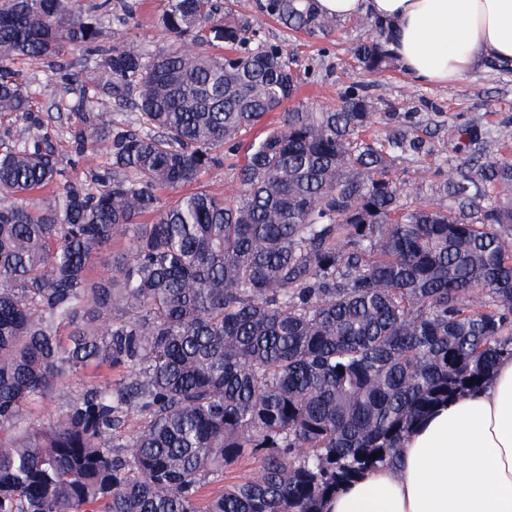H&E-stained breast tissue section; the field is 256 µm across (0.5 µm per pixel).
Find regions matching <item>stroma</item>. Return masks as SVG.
I'll use <instances>...</instances> for the list:
<instances>
[{"instance_id":"obj_1","label":"stroma","mask_w":512,"mask_h":512,"mask_svg":"<svg viewBox=\"0 0 512 512\" xmlns=\"http://www.w3.org/2000/svg\"><path fill=\"white\" fill-rule=\"evenodd\" d=\"M257 23L267 38L286 41L302 64L315 67L316 80H309L304 72L299 75L303 99L333 106L338 104L346 88L363 84L377 106L370 129L372 135L385 137L396 120L415 125L426 147L413 159L400 161V168L411 172L439 168L446 174H454L457 163L454 136L459 125L468 123L487 130L489 152L512 159V135L507 139L498 136L503 129L512 132V75L487 66L446 87L416 86L398 70L370 76L355 67L353 49L368 33L353 21H343L330 37L319 42L301 35H287L277 23L263 17ZM15 68L24 76L46 83V94L38 100L36 108L49 116L46 129L54 137L60 157L69 162V176L81 179L89 171L110 168L111 157L102 148L75 158L63 131L78 127L80 117L65 109L67 96L59 86L49 83L46 69L22 59Z\"/></svg>"}]
</instances>
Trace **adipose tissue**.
I'll use <instances>...</instances> for the list:
<instances>
[{"label":"adipose tissue","mask_w":512,"mask_h":512,"mask_svg":"<svg viewBox=\"0 0 512 512\" xmlns=\"http://www.w3.org/2000/svg\"><path fill=\"white\" fill-rule=\"evenodd\" d=\"M321 12L382 26L403 74L448 85L512 61V0H317ZM328 512H512V358L492 383L441 407L408 436L398 468L339 491Z\"/></svg>","instance_id":"adipose-tissue-1"}]
</instances>
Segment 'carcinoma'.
<instances>
[{
    "label": "carcinoma",
    "mask_w": 512,
    "mask_h": 512,
    "mask_svg": "<svg viewBox=\"0 0 512 512\" xmlns=\"http://www.w3.org/2000/svg\"><path fill=\"white\" fill-rule=\"evenodd\" d=\"M84 2L0 0V512H324L512 358V207L488 195L512 162L467 125L455 178L435 170L408 204L396 162L423 140L366 138L362 85L295 100L300 62L252 13L161 0L151 49L105 41L140 0ZM256 9L314 40L339 24L316 0ZM355 24L357 66L396 69L383 31ZM20 57L74 95V153L103 146L112 168L67 176ZM240 151L234 198L163 201ZM117 236L127 250L91 277ZM105 367L119 378L61 392ZM246 456L252 476L203 498Z\"/></svg>",
    "instance_id": "cac0c4a2"
}]
</instances>
